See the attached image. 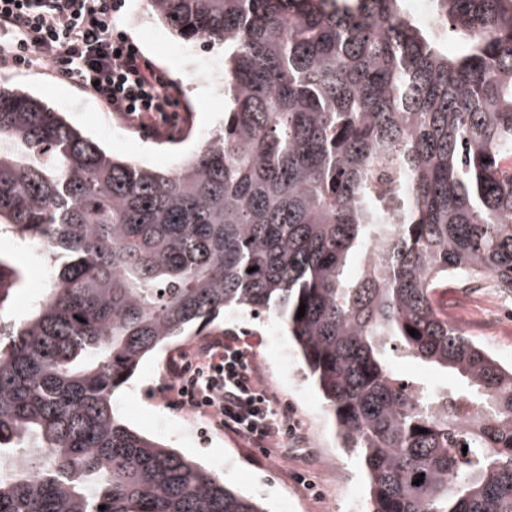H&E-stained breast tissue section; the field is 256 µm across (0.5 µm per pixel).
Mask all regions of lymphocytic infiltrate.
I'll return each instance as SVG.
<instances>
[{
    "instance_id": "f902f5d3",
    "label": "lymphocytic infiltrate",
    "mask_w": 512,
    "mask_h": 512,
    "mask_svg": "<svg viewBox=\"0 0 512 512\" xmlns=\"http://www.w3.org/2000/svg\"><path fill=\"white\" fill-rule=\"evenodd\" d=\"M0 69L51 71L145 130L178 109L168 78L118 31L112 0H0ZM167 396L208 410L216 426L268 455L285 457L301 438L238 340L215 341L192 369H173Z\"/></svg>"
}]
</instances>
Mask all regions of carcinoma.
<instances>
[{
    "label": "carcinoma",
    "instance_id": "1",
    "mask_svg": "<svg viewBox=\"0 0 512 512\" xmlns=\"http://www.w3.org/2000/svg\"><path fill=\"white\" fill-rule=\"evenodd\" d=\"M147 9L224 46V127L171 172L0 82V224L53 262L0 325V512H268L112 404L226 311L282 324L368 512H512V366L435 307L454 277L512 293V0H434L432 27L403 0ZM393 369L402 378H418L434 388H442L452 381L450 375L444 371L429 368L407 357H398L393 364Z\"/></svg>",
    "mask_w": 512,
    "mask_h": 512
}]
</instances>
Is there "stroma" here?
<instances>
[{"label": "stroma", "instance_id": "obj_1", "mask_svg": "<svg viewBox=\"0 0 512 512\" xmlns=\"http://www.w3.org/2000/svg\"><path fill=\"white\" fill-rule=\"evenodd\" d=\"M115 2L120 31L177 87L186 112L179 137L137 129L116 138L112 134L116 113L45 71L6 70L0 72V81L46 100L67 123L114 155L158 170L173 169L200 145L198 131L209 133L224 124V100L209 89L204 71L208 65L223 66L224 55L174 36L151 17L146 0ZM0 253L9 256L11 264L21 271L18 283L0 292V314L20 321L50 291L47 251L38 240L21 241L3 231ZM276 325L272 317L256 320L245 313H225L205 335L149 356L134 377L116 391L114 408L125 424L196 458L229 488L264 502L269 512H349L348 493L361 498L366 495L362 463L341 448L319 394L299 372L292 342L285 332L277 331ZM224 336L239 337L252 346L257 373L266 379L267 391L290 419L299 422L305 442L290 449L287 459L265 458L246 440L218 428L205 411L182 408L165 398L171 363H190L195 352ZM335 470L346 476L348 490H341L332 478ZM298 471L308 474L317 485L316 491L296 481Z\"/></svg>", "mask_w": 512, "mask_h": 512}]
</instances>
